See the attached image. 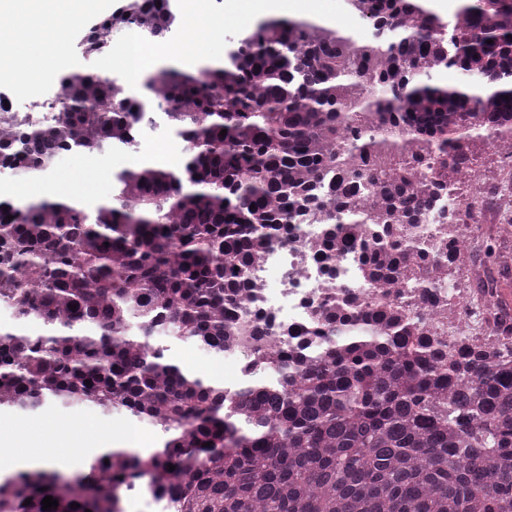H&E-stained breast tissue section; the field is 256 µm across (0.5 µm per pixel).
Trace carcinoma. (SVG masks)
<instances>
[{"label":"carcinoma","instance_id":"cac0c4a2","mask_svg":"<svg viewBox=\"0 0 512 512\" xmlns=\"http://www.w3.org/2000/svg\"><path fill=\"white\" fill-rule=\"evenodd\" d=\"M159 2L99 22L88 53L134 18L171 32ZM349 2L369 36L270 18L218 66L145 76L146 103L73 70L46 123L0 126V167L32 176L133 145L150 108L187 143L178 171L124 170L93 209L0 198V408L84 403L162 437L74 482L0 478V512H44L47 496L50 512H122L138 482L179 483V512H512V328L448 342L430 323L454 305L413 272L462 257L413 225L456 194L469 139L512 136V0H456L446 20L429 0ZM451 67L473 80L431 82ZM316 213L318 256L352 254L381 294L336 289L230 388L183 373L170 343L228 351L251 263ZM396 283L413 305L388 296Z\"/></svg>","mask_w":512,"mask_h":512}]
</instances>
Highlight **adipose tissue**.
Segmentation results:
<instances>
[{"instance_id": "1", "label": "adipose tissue", "mask_w": 512, "mask_h": 512, "mask_svg": "<svg viewBox=\"0 0 512 512\" xmlns=\"http://www.w3.org/2000/svg\"><path fill=\"white\" fill-rule=\"evenodd\" d=\"M104 0H0V12L15 14L27 23L53 21L61 32L51 46L29 45L17 48L12 40L0 37V76L8 77L17 91L27 93L55 81L67 61L65 32L87 15L103 13ZM221 49L206 48L194 53H179L163 47L138 43L113 49L101 69L102 76L128 75L130 84H138L145 75L161 66L186 71L214 63ZM73 440L61 438L49 445L25 446L16 454L0 459V477L19 471L71 470L83 458L98 457L118 450H129L127 441L105 434L93 443L73 449Z\"/></svg>"}]
</instances>
